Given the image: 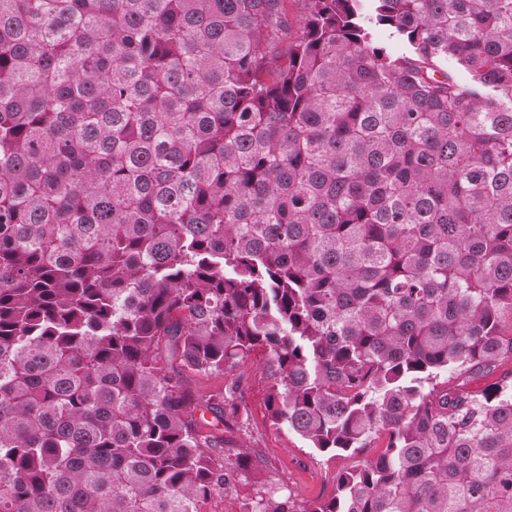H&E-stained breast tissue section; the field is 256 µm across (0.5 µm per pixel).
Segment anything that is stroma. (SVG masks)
Returning <instances> with one entry per match:
<instances>
[{
	"instance_id": "35a3bbf8",
	"label": "stroma",
	"mask_w": 512,
	"mask_h": 512,
	"mask_svg": "<svg viewBox=\"0 0 512 512\" xmlns=\"http://www.w3.org/2000/svg\"><path fill=\"white\" fill-rule=\"evenodd\" d=\"M243 375L247 422L233 440L247 439L261 464L248 478L235 487L213 495L210 512H234L236 506L254 495L260 485L281 484L293 496L312 501L328 496L333 490V477L349 464L348 458L329 461L306 447L304 441L288 428L270 425L265 399L270 381L256 362L241 369Z\"/></svg>"
}]
</instances>
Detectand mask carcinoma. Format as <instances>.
Returning a JSON list of instances; mask_svg holds the SVG:
<instances>
[{"label":"carcinoma","mask_w":512,"mask_h":512,"mask_svg":"<svg viewBox=\"0 0 512 512\" xmlns=\"http://www.w3.org/2000/svg\"><path fill=\"white\" fill-rule=\"evenodd\" d=\"M370 2L0 0V512H201L257 354L385 443L248 512H512V0Z\"/></svg>","instance_id":"carcinoma-1"}]
</instances>
